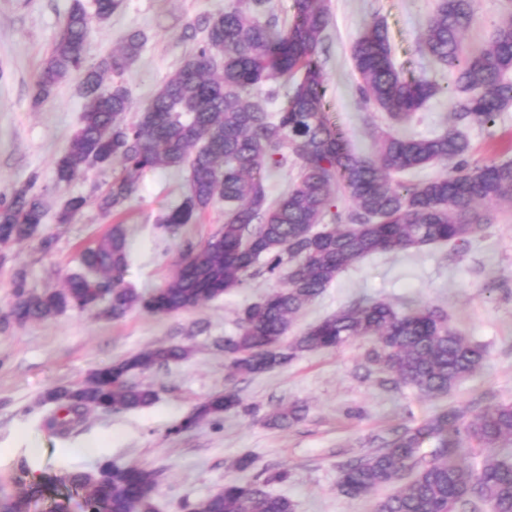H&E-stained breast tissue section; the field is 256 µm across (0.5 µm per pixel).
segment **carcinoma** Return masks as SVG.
I'll return each instance as SVG.
<instances>
[{"label":"carcinoma","instance_id":"cac0c4a2","mask_svg":"<svg viewBox=\"0 0 512 512\" xmlns=\"http://www.w3.org/2000/svg\"><path fill=\"white\" fill-rule=\"evenodd\" d=\"M124 0H72L62 31L34 82L33 102L47 101L55 87L75 74L84 100L80 125L54 162L57 184L90 168L117 165L96 197L99 211L120 213L138 191L144 168L187 170L181 202L160 223L174 233L195 224L216 202H224V224L201 246L190 249L165 287L140 293L127 286L126 228L109 232L80 257L82 271L65 288L30 292L14 280L12 300L0 329L52 318L68 310L92 311L108 301L106 313L120 319L133 310L152 316L184 312L243 287L288 264L283 286L238 314L239 332L224 338V357L238 376L272 371L307 352L335 350L356 338H371L370 362L429 398L448 394L484 363V350L448 326L443 310L416 305L403 312L384 302H354L285 341L297 313L319 297L337 275L363 258L448 242L461 248L494 220L483 203L512 208V160L470 166L468 143L456 127L434 137L401 130L412 114L443 93L453 100L457 124H490L512 105V14L500 21L485 44L470 48L464 35L474 18V0H438L421 27L420 41L434 63L448 69L442 87L406 74L393 62L384 22L365 24L351 45L362 101L387 113L391 127L378 133L372 152L350 150L327 110V81L318 59L331 21L329 0H293V18L281 26L266 14L269 0H224V8L190 23L184 35L196 52L174 71L144 106H133L124 76L140 58L147 36L128 32L121 47L87 64L92 30L109 20ZM455 161L453 170L416 182L397 175L435 162ZM290 164L296 184L269 199L267 180ZM344 194L353 209L343 224L324 219ZM87 198H68L56 214L70 222ZM47 207L34 182L0 200V249L39 235ZM191 347L172 345L138 352L92 371L82 383L48 391L53 408L40 427L68 438L91 410L111 412L151 406L156 392L135 382L138 374L187 359ZM242 406L237 389L198 404L176 431L201 420L220 421ZM303 407L282 406L273 421L286 427L303 417ZM435 442L431 459L423 444ZM512 401L490 404L468 417L449 408L416 426L393 431L379 449L343 464L339 492L351 499L381 486L395 493L376 512H512ZM482 458L480 468L460 456ZM16 477L17 494L0 500V512H31L48 496L50 512H69L73 496L85 512H157L155 473L136 463L102 461L93 469L62 474L52 469L28 480ZM277 472L264 481L229 479L214 494L182 504V512H294V504L266 490L283 481Z\"/></svg>","mask_w":512,"mask_h":512}]
</instances>
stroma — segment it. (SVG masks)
I'll return each mask as SVG.
<instances>
[{
    "instance_id": "1",
    "label": "stroma",
    "mask_w": 512,
    "mask_h": 512,
    "mask_svg": "<svg viewBox=\"0 0 512 512\" xmlns=\"http://www.w3.org/2000/svg\"><path fill=\"white\" fill-rule=\"evenodd\" d=\"M71 3L0 0V197L34 183L48 208L44 232L53 239L47 250L35 240L14 244L0 260V314L8 309L16 275H23L34 293L62 288L78 271L81 252L112 225L92 204L70 223L55 220L67 198L94 197L112 177L111 170L92 168L70 185L55 184L54 161L83 112L78 77L60 83L42 105L32 100L38 71ZM436 3L329 0L331 22L319 60L329 86V115L355 151H371L375 133L386 128L388 119L366 107L357 93L350 55L354 37L363 23L383 21L396 66L447 84V70L425 55L418 40V30ZM223 6L224 0H124L123 9L93 32L87 61L93 64L110 55L127 32L143 31L147 44L125 77L134 106H143L196 51V43L183 38L185 27ZM509 11L512 0H475V19L465 44H483ZM451 109L450 97L429 100L411 118L408 133H443L451 124ZM462 132L470 144V164L512 159V108L501 112L495 123L469 124ZM138 184L122 216L131 252L126 282L149 292L167 284L181 253L199 246L223 224L224 205L216 203L200 223L173 234L158 218L181 201L186 172L146 169ZM282 283L279 276L256 278L236 292L170 316L134 311L112 320L67 310L0 331V496L14 493L20 465L35 473L48 467L90 469L109 458L154 471L158 512H181L183 502L212 494L234 477L236 459L248 454L254 464L246 478L287 471V479L269 484L268 490L291 499L295 512H373L386 489L348 499L336 488L339 467L371 452L373 438L386 436L402 423H420L440 408L474 412L491 402L512 400V211L496 209L493 224L461 253L433 243L364 258L341 272L291 324L290 335H299L358 299L385 302L398 310L421 303L442 308L451 327L484 346L486 361L478 373L436 399L408 386L381 385V372L368 361L374 343L367 338L336 351L307 353L269 373L230 376L224 367V339L237 333L238 313ZM175 344L190 345L191 356L138 377L158 393L152 406L88 412L65 440L40 429V401L47 391L77 384L92 370L142 350ZM227 388L239 390L245 410L178 431L199 402ZM292 403L305 406L304 417L287 428L273 425L274 411ZM91 441L99 442L98 453L85 452ZM33 446L39 449L34 458L28 454Z\"/></svg>"
}]
</instances>
